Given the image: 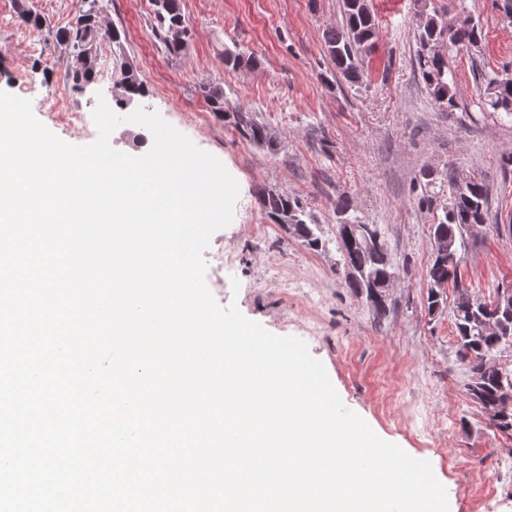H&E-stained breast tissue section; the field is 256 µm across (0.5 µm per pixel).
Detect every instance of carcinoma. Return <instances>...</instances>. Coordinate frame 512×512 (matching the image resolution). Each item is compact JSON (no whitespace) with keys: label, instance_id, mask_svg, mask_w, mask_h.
Masks as SVG:
<instances>
[{"label":"carcinoma","instance_id":"1","mask_svg":"<svg viewBox=\"0 0 512 512\" xmlns=\"http://www.w3.org/2000/svg\"><path fill=\"white\" fill-rule=\"evenodd\" d=\"M96 2L84 0L87 9L78 11L75 21L54 35L56 42L66 45L75 57L68 79L77 91L83 90L96 77L97 45L108 41L121 46L120 30L100 25ZM151 3L157 21L156 36L169 55L180 54L183 46L178 31L188 28L181 12V0H151ZM414 5L420 15L415 70L434 104L443 111L453 112L459 108V101L455 86L448 81L450 55L476 46L481 41L482 31L468 17L447 20L435 12H428L427 0H414ZM18 13L30 29L41 32L48 27L45 17L27 11L21 3ZM343 13L342 26L328 27L323 32L324 47L336 72L351 85L360 86L364 83L362 56L372 48L378 29L367 0H343ZM115 84L122 86L121 96L114 98L120 108L147 95L137 69L130 67L126 60L118 64ZM484 84L480 109L512 117V80L486 76ZM201 91L216 117L222 120L225 113L232 112L234 125L244 138L270 151L276 149V137L266 125L257 122L249 112L226 108L221 86L208 84L202 86ZM260 203L270 218L280 220L285 231L309 249L325 247V241L306 222L298 199L269 190L262 192ZM336 210L343 216L337 224L336 245L346 270V286L358 295H365L380 323L387 317L388 307L384 295L376 293L374 286L396 278V265L387 245L385 229L380 224H363L359 236L366 235L374 242L367 245L354 241L343 232V226L350 223L348 199H338ZM488 214L489 191L485 183L472 184L460 174L448 177V206L443 218L431 225L430 240L445 239L454 247L449 255H432L426 271L431 286L428 308L432 310L442 304V292L436 290L435 285L451 281L457 292L453 317L460 353L468 361L471 375L477 378L475 385L469 388V394L500 431L511 434L512 370L500 367L496 357L500 351L512 348V307L500 308L490 301H479L461 285L458 275L448 277V267L458 268V252L464 247L463 233L486 223Z\"/></svg>","mask_w":512,"mask_h":512}]
</instances>
